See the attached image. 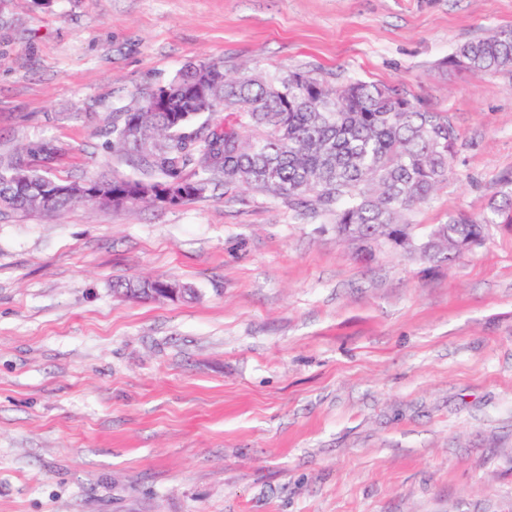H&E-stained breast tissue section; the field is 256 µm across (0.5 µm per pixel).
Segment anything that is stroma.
<instances>
[{
    "label": "stroma",
    "instance_id": "stroma-1",
    "mask_svg": "<svg viewBox=\"0 0 512 512\" xmlns=\"http://www.w3.org/2000/svg\"><path fill=\"white\" fill-rule=\"evenodd\" d=\"M503 27L512 0H0V157L135 178L106 130L138 91L305 71L447 113L412 221L477 216L512 174V69L444 62ZM155 277L191 293L114 291ZM0 512H512V224L447 267L220 185L0 213Z\"/></svg>",
    "mask_w": 512,
    "mask_h": 512
}]
</instances>
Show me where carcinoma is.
I'll list each match as a JSON object with an SVG mask.
<instances>
[{
  "instance_id": "1",
  "label": "carcinoma",
  "mask_w": 512,
  "mask_h": 512,
  "mask_svg": "<svg viewBox=\"0 0 512 512\" xmlns=\"http://www.w3.org/2000/svg\"><path fill=\"white\" fill-rule=\"evenodd\" d=\"M456 70L495 73L512 68V28L457 47ZM212 98L190 95L200 74ZM157 103L138 97L112 120V149L182 200L205 194L216 178L228 190L247 188L290 204L315 206L331 217L336 236L362 252L396 248L429 263L451 264L482 244L491 224H512V191L481 216L458 213L418 238L413 210L448 179L459 134L434 112L385 86L362 80L332 85L304 71L277 75L224 73L217 63L182 68L156 87ZM205 112L224 113L209 131L196 125ZM47 144L0 161V211H39L33 188L50 175L41 162ZM112 192L130 179L100 176Z\"/></svg>"
}]
</instances>
